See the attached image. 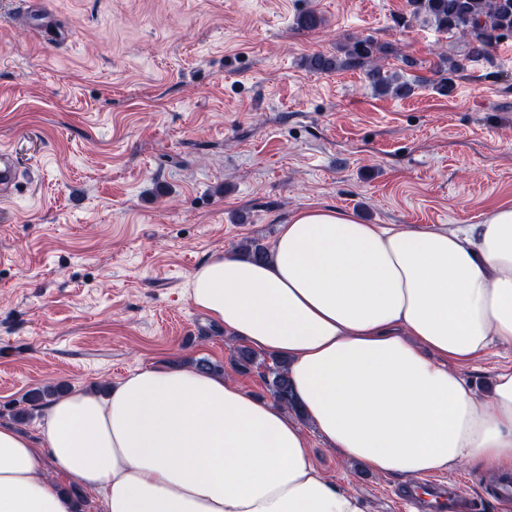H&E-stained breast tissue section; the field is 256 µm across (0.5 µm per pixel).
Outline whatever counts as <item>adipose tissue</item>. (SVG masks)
I'll use <instances>...</instances> for the list:
<instances>
[{"label": "adipose tissue", "instance_id": "ef3b65f1", "mask_svg": "<svg viewBox=\"0 0 512 512\" xmlns=\"http://www.w3.org/2000/svg\"><path fill=\"white\" fill-rule=\"evenodd\" d=\"M186 294L285 360L329 451L411 481L460 464L512 474V367L484 401L451 369L512 347V204L424 229L312 205L281 224L268 261L214 255ZM62 475L102 512H364L286 410L190 366L64 393L35 440L0 425V512H76Z\"/></svg>", "mask_w": 512, "mask_h": 512}]
</instances>
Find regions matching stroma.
<instances>
[{
    "label": "stroma",
    "mask_w": 512,
    "mask_h": 512,
    "mask_svg": "<svg viewBox=\"0 0 512 512\" xmlns=\"http://www.w3.org/2000/svg\"><path fill=\"white\" fill-rule=\"evenodd\" d=\"M66 42L36 36L0 0V148L23 178L0 200V424L48 384L90 389L150 366L206 359L237 372L238 340L186 298L192 272L246 238L271 245L294 211L335 204L366 224H474L512 202V35L433 89L461 38L407 0H47ZM316 11L321 25L298 28ZM355 36L420 77L405 99L363 71L306 68ZM512 348L460 366L480 396ZM28 408V407H27ZM318 470L365 512H399L395 476L326 451ZM440 481L498 512L493 473ZM440 65L435 70L438 78L431 81L432 86L441 94H448L453 88L451 75L464 70V63L451 56H441Z\"/></svg>",
    "instance_id": "obj_1"
}]
</instances>
